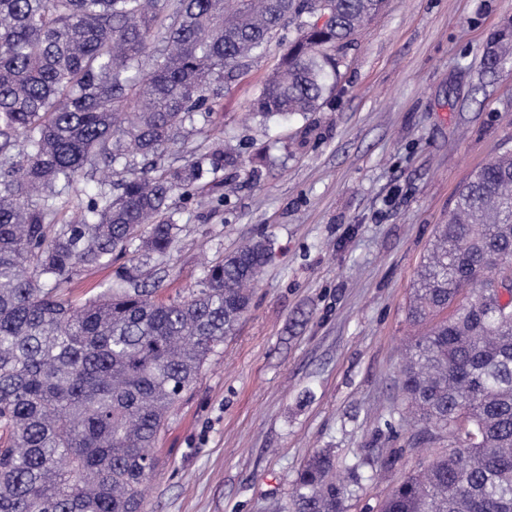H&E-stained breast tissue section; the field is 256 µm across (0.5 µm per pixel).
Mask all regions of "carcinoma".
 <instances>
[{
	"label": "carcinoma",
	"mask_w": 512,
	"mask_h": 512,
	"mask_svg": "<svg viewBox=\"0 0 512 512\" xmlns=\"http://www.w3.org/2000/svg\"><path fill=\"white\" fill-rule=\"evenodd\" d=\"M383 2L0 0V512H144L167 417L249 311L271 245L241 243L181 300L155 297L133 265L80 304L65 288L125 256L170 255L172 197L212 194L237 162L217 139L189 164H161L186 125L209 131L225 72L248 67L288 20L297 36L256 115L315 112L335 87L325 48ZM511 50L507 25L478 85ZM100 168L107 177L67 218L76 184ZM406 321L417 331L400 373L407 413L463 454L403 475L380 512H512L511 151L458 190ZM332 468L309 459L285 512H343L351 491Z\"/></svg>",
	"instance_id": "cac0c4a2"
}]
</instances>
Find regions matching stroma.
Masks as SVG:
<instances>
[{
	"label": "stroma",
	"instance_id": "stroma-1",
	"mask_svg": "<svg viewBox=\"0 0 512 512\" xmlns=\"http://www.w3.org/2000/svg\"><path fill=\"white\" fill-rule=\"evenodd\" d=\"M512 0H386L344 48L317 112L263 123L251 112L294 26L219 86L215 132L240 156L222 206L174 197L182 226L163 264L139 262L158 298L200 286L206 262L248 238L273 259L235 336L169 416L145 512H284L298 471L329 451L344 512H377L400 475L448 449L416 446L400 368L406 305L458 188L512 149V62L473 85ZM365 460L361 480L345 467Z\"/></svg>",
	"mask_w": 512,
	"mask_h": 512
}]
</instances>
